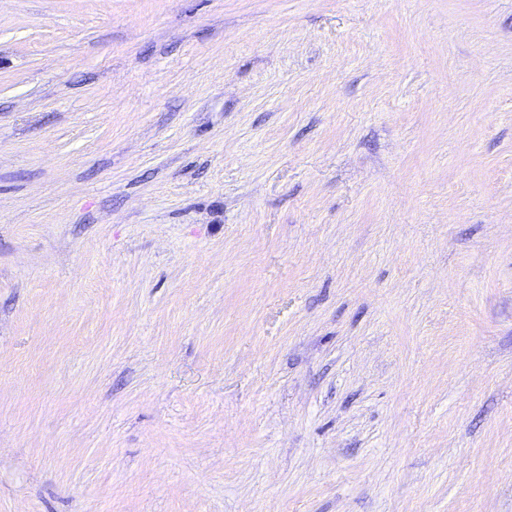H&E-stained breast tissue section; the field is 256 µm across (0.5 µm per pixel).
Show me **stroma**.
<instances>
[{
	"label": "stroma",
	"mask_w": 512,
	"mask_h": 512,
	"mask_svg": "<svg viewBox=\"0 0 512 512\" xmlns=\"http://www.w3.org/2000/svg\"><path fill=\"white\" fill-rule=\"evenodd\" d=\"M0 512H512V0H0Z\"/></svg>",
	"instance_id": "obj_1"
}]
</instances>
